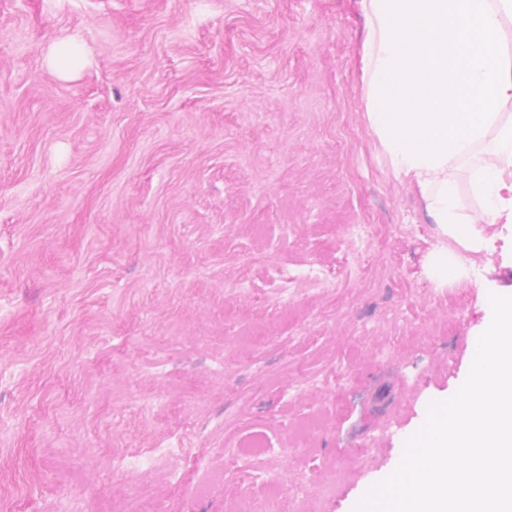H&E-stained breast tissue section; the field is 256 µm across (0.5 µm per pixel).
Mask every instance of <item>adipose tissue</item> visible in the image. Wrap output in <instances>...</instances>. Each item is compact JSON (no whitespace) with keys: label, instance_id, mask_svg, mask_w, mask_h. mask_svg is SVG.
Here are the masks:
<instances>
[{"label":"adipose tissue","instance_id":"1","mask_svg":"<svg viewBox=\"0 0 512 512\" xmlns=\"http://www.w3.org/2000/svg\"><path fill=\"white\" fill-rule=\"evenodd\" d=\"M366 34L362 48L365 76H373L378 58L384 57L382 28L374 0H359ZM68 54H61L59 41L42 48L46 66L59 77H71L89 59L79 36H69ZM385 158L396 179L418 188L425 209L437 224L440 234L452 241V248H441L431 259L435 278L443 283L460 281L475 254L486 250V229L495 224H512V117L498 115L486 136L475 140L439 168L410 166L401 153H386ZM467 183L478 198V209L463 212L459 185Z\"/></svg>","mask_w":512,"mask_h":512}]
</instances>
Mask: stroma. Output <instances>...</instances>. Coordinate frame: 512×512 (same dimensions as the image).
<instances>
[{"label":"stroma","mask_w":512,"mask_h":512,"mask_svg":"<svg viewBox=\"0 0 512 512\" xmlns=\"http://www.w3.org/2000/svg\"><path fill=\"white\" fill-rule=\"evenodd\" d=\"M363 35L356 0H0V512H354L465 381L512 226L431 279ZM63 42L69 45L67 56L60 53V45ZM42 53L46 66L62 78L71 77L79 67L89 63L78 35H71L63 41L51 40L42 47Z\"/></svg>","instance_id":"obj_1"}]
</instances>
